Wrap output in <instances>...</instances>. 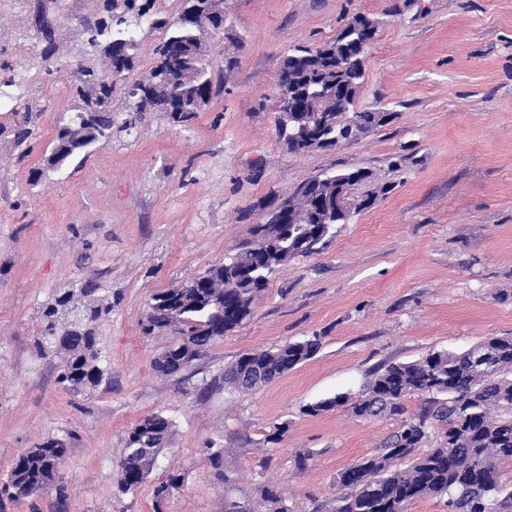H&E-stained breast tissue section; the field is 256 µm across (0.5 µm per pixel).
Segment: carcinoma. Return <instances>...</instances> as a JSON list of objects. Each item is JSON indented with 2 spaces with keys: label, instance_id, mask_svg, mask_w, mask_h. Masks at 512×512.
<instances>
[{
  "label": "carcinoma",
  "instance_id": "1",
  "mask_svg": "<svg viewBox=\"0 0 512 512\" xmlns=\"http://www.w3.org/2000/svg\"><path fill=\"white\" fill-rule=\"evenodd\" d=\"M137 0H123V10L112 14L105 23L87 26L89 52L106 59L110 73L92 66L81 68L82 87L77 89L83 107L91 111L88 121L76 130L57 128L53 150L44 156L43 166L67 168L79 155L112 139L115 119L112 115L113 72L131 70L138 51L136 28L141 23L136 12ZM153 27L164 31L154 49L156 58L179 62L192 53L194 31L185 24H171L164 18L150 16ZM311 48L294 46L284 57L276 81L277 99L283 89L296 84L300 96L288 98L280 112L291 107H309L318 97L329 113L350 110V121L359 131L377 127L374 111L353 110L362 86L368 51L351 50L336 57L326 55L317 65L307 61ZM171 94L164 100H148L151 109L165 112L177 123L187 122L200 111L198 99H212L218 83L212 72L200 78L190 95L179 93L184 74L163 70ZM294 210L293 223L282 228L275 224H257L271 235H296L306 231L303 248L288 257L239 247L228 261L216 264L186 283L156 293L149 306L142 330L146 334L169 330L174 341L161 356L186 364L197 359L219 337L225 323L240 324L252 313L254 300L268 288L270 276L280 267L317 251L325 243L326 229H320L303 213V203L288 201ZM71 302V293H58L55 303L42 312L41 351L57 350L59 336L68 351L61 382L75 394L101 384L105 376L104 356L94 336L93 324L109 307L94 306L86 320L70 330L60 331L59 318ZM317 336L288 342L275 350L247 352L224 369V385L238 392L253 391L272 382L297 365L311 359L320 349ZM512 336H490L464 351L432 352L407 363L392 364L376 376L366 392L357 397L337 396L310 404L308 415H318L341 406L362 419L383 418L398 421V428L384 445L358 459L337 474L342 493L336 499L335 512H408L409 506L426 495L448 496V512H501L512 509V482L504 481L502 466L512 465ZM416 395L427 402L422 412L406 414L405 401ZM156 423L170 442L173 423L162 414H152L134 424L125 442L139 435V426ZM435 428L441 434L438 447L419 452ZM163 447L151 456L129 463L120 461L115 476L118 492L127 494L144 483L143 474L151 473ZM63 441L48 439L19 454L12 462L3 491L15 500L54 489L63 493L60 476L52 473L55 459L66 455ZM268 512H288L278 487L263 490Z\"/></svg>",
  "mask_w": 512,
  "mask_h": 512
}]
</instances>
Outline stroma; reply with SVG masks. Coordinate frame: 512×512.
<instances>
[{
    "label": "stroma",
    "mask_w": 512,
    "mask_h": 512,
    "mask_svg": "<svg viewBox=\"0 0 512 512\" xmlns=\"http://www.w3.org/2000/svg\"><path fill=\"white\" fill-rule=\"evenodd\" d=\"M102 4L0 0V66L25 85L0 100V484L22 451L50 438L68 449L64 494L0 493V512H266L269 484L291 512H333L339 471L397 423L307 405L365 392L385 365L512 335V0H224L210 57L223 87L195 118L142 113L81 164L33 181L80 103L75 70L42 58L40 28L65 62L102 67L86 46ZM358 13L380 27L355 108L391 112L390 123L333 150L288 152L274 96L284 57ZM159 38L141 23L112 94L116 122L130 118L127 88L151 70ZM16 113L33 129L21 146ZM338 169L372 172L371 206L273 273L252 316L189 367L158 373L173 336L143 332L152 296L227 261L294 186ZM64 288L77 306H112L95 324L105 378L80 395L59 381L63 354L35 346ZM314 335L320 351L288 373L225 389L240 354ZM155 413L172 421V444L135 492L115 495L126 432ZM172 471L180 484L157 500Z\"/></svg>",
    "instance_id": "1"
}]
</instances>
